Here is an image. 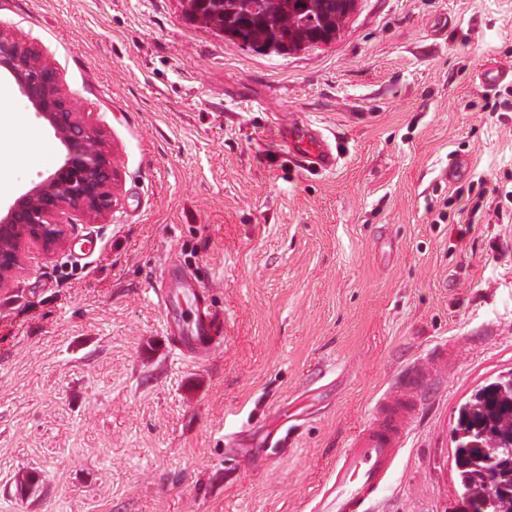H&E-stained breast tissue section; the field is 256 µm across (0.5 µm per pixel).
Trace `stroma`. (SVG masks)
I'll use <instances>...</instances> for the list:
<instances>
[{
  "mask_svg": "<svg viewBox=\"0 0 512 512\" xmlns=\"http://www.w3.org/2000/svg\"><path fill=\"white\" fill-rule=\"evenodd\" d=\"M0 28L117 168L112 211L66 210V246H26L0 288V512H315L337 453L442 342L455 360L374 512H456V410L512 370V94L475 78L512 65V0H358L335 42L284 56L182 0H0ZM0 84L17 149L53 144ZM305 121L334 134L333 172L291 161L282 131ZM60 158L5 162L0 206ZM169 270L223 310L221 347H173Z\"/></svg>",
  "mask_w": 512,
  "mask_h": 512,
  "instance_id": "35a3bbf8",
  "label": "stroma"
}]
</instances>
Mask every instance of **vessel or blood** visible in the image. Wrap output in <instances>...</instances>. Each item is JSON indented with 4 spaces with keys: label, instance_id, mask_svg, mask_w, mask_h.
I'll use <instances>...</instances> for the list:
<instances>
[{
    "label": "vessel or blood",
    "instance_id": "1",
    "mask_svg": "<svg viewBox=\"0 0 512 512\" xmlns=\"http://www.w3.org/2000/svg\"><path fill=\"white\" fill-rule=\"evenodd\" d=\"M478 77L483 86L493 88L512 81V68L489 61L480 66ZM285 139L298 166L321 173L336 167L338 157L329 137L312 123L289 125ZM156 295L166 318L178 327L175 341L180 350L202 351L221 339L224 320L199 283L181 280L173 285L164 278L157 283ZM430 381L425 368L410 367L396 390L376 402L370 422L337 456L319 512H370L386 497L390 476L407 444L408 424Z\"/></svg>",
    "mask_w": 512,
    "mask_h": 512
}]
</instances>
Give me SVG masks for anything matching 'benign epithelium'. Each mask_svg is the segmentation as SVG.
<instances>
[{
  "label": "benign epithelium",
  "mask_w": 512,
  "mask_h": 512,
  "mask_svg": "<svg viewBox=\"0 0 512 512\" xmlns=\"http://www.w3.org/2000/svg\"><path fill=\"white\" fill-rule=\"evenodd\" d=\"M0 66L13 76L37 117L63 147L55 170L0 211V287L19 269L22 250L35 243L52 252L68 238L56 217L65 209L103 214L115 205L116 166L100 132L87 123L78 103L62 93L55 70L38 52L0 31Z\"/></svg>",
  "instance_id": "1"
}]
</instances>
